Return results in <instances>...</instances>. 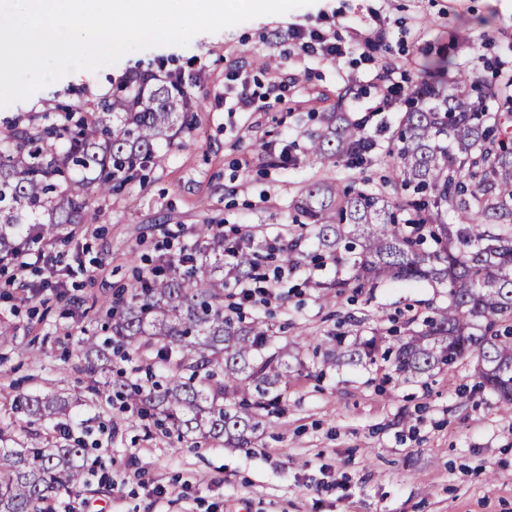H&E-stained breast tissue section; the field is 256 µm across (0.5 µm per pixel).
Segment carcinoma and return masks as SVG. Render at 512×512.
Segmentation results:
<instances>
[{
  "label": "carcinoma",
  "mask_w": 512,
  "mask_h": 512,
  "mask_svg": "<svg viewBox=\"0 0 512 512\" xmlns=\"http://www.w3.org/2000/svg\"><path fill=\"white\" fill-rule=\"evenodd\" d=\"M445 90L419 81L396 142L381 153L389 169L384 187L315 182L294 201L324 254L350 264L336 279L347 288L384 283L436 282L448 304L434 307L422 329L379 351L373 337L342 350L336 337L322 341L333 365L389 362L398 381L429 375L470 356L479 386L512 407V142L505 110L483 109L472 92L479 78ZM191 94L179 77L121 85L88 109H59L58 119L31 115L0 136V256L32 240L55 237L75 224L92 195L135 181L163 159L177 132L188 127ZM377 149L363 121L341 112L327 117L309 153L321 163H364ZM293 267L304 254L298 241L278 248ZM199 263L189 273L135 278L108 305L112 322L102 342H84L86 357L112 360L136 348L165 372V386H134L128 399L166 435L191 437L226 448H246L265 428L287 384L286 351L271 348L261 321L224 314V252L197 257L181 252L174 267ZM260 257L242 251L238 273L247 278ZM73 396L23 395L0 390V406L33 421L70 416ZM27 442L0 428V512H52L55 498L80 483L85 445L30 434Z\"/></svg>",
  "instance_id": "1"
}]
</instances>
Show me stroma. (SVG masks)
<instances>
[{
	"instance_id": "35a3bbf8",
	"label": "stroma",
	"mask_w": 512,
	"mask_h": 512,
	"mask_svg": "<svg viewBox=\"0 0 512 512\" xmlns=\"http://www.w3.org/2000/svg\"><path fill=\"white\" fill-rule=\"evenodd\" d=\"M293 26L336 34L346 56L330 64L305 55L289 36ZM439 60L449 64L440 83L472 73L512 96V0H315L198 34L185 47L127 53L0 109L3 133L29 113L95 102L146 69L189 77L197 101L191 128L163 162L93 196L81 224L49 246L64 256V294L46 286L42 268L19 281L0 271V320L13 329L0 342V388L78 393L70 424L93 472L55 500V512H512V410L480 388L473 360L401 382L369 365H324L313 352L328 335L349 343L406 334L413 316L446 304L438 286L382 283L339 296L327 284L350 269L330 263L315 282L305 266L289 274L270 304H243V316L264 320L275 346L287 347L290 365L272 425L243 449L190 448L147 429L134 408L106 403L97 390L116 379L148 386L162 370L133 350L91 373L77 349L139 270L207 247L197 225L249 232L259 245L297 232L292 202L326 171L308 152L325 117L366 118L386 148L401 114L376 111L377 73L396 66L415 83ZM237 70L259 95L283 84L281 98L257 112L225 111L224 86ZM326 172L379 188L387 170Z\"/></svg>"
}]
</instances>
